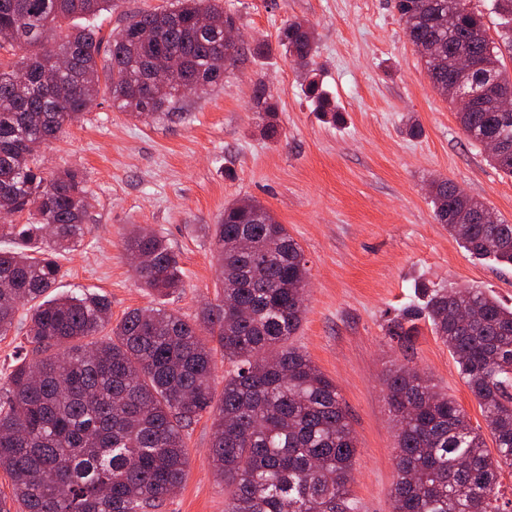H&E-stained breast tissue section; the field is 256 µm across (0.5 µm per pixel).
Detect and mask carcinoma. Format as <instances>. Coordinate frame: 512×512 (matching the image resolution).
Wrapping results in <instances>:
<instances>
[{"label":"carcinoma","instance_id":"cac0c4a2","mask_svg":"<svg viewBox=\"0 0 512 512\" xmlns=\"http://www.w3.org/2000/svg\"><path fill=\"white\" fill-rule=\"evenodd\" d=\"M116 0H0V49L21 52L0 64V198L23 224H0V238L27 249H0V335L18 307L29 309L32 357L10 366L0 385V470L12 479L22 512H148L185 479V430L208 414L209 459L228 495L225 512H358L352 495L357 445L336 384L293 344L304 314L308 268L300 245L256 200L224 206L213 230L223 297L196 320L162 308L135 309L112 323L109 301L95 293L45 297L61 279L59 255L82 240L92 208L83 173L44 175L32 145L57 139L102 92L113 108L145 123L163 120L181 88L206 92L243 56L224 46L236 21L219 0H178L129 21L112 42L66 20L96 15ZM408 39L432 84L473 95L456 118L472 144L486 132L501 141L488 161L512 177V111L496 112L487 80L512 91L501 47L469 0H395ZM499 38L512 44V0H493ZM281 42L311 60L314 29L288 22ZM460 50L478 61L458 70ZM69 57L53 87L42 77L56 54ZM169 56L181 84L147 81L152 59ZM306 92L322 112L330 100L311 78ZM265 133H278L276 108L256 94ZM435 219L472 256L512 266V223L485 203L460 196L446 180L428 187ZM248 236L250 248L241 246ZM134 273L152 293L183 287L166 240L139 227L124 239ZM450 348L495 441L426 373L401 365L386 379L398 456L392 512H499L503 468H512V308L480 288H419L387 323V335L412 345L419 322ZM229 368L213 405L215 355Z\"/></svg>","mask_w":512,"mask_h":512}]
</instances>
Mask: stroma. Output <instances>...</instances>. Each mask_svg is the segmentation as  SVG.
<instances>
[{"mask_svg": "<svg viewBox=\"0 0 512 512\" xmlns=\"http://www.w3.org/2000/svg\"><path fill=\"white\" fill-rule=\"evenodd\" d=\"M171 0H118L92 21L98 36ZM246 33L244 60L208 94L182 101L183 118L145 124L99 96L59 140L42 147L45 174L83 171L94 198L85 236L61 260L62 293L106 296L113 320L157 306L194 318L222 289L212 228L225 205L255 199L285 224L309 268L306 309L293 342L338 387L357 440L352 490L359 512H391L396 430L385 378L395 365L427 373L473 426L482 410L453 355L427 324L411 351L386 334L389 318L421 287H479L512 306V266L472 257L438 224L427 198L448 180L512 222V178L462 133L432 86L393 0H222ZM316 34L310 64L341 114L318 112L304 69L280 42L291 20ZM276 106L269 138L257 87ZM422 133L405 134L407 117ZM162 236L183 273L159 297L134 276L123 239L132 225ZM209 418L189 429L187 477L159 512H224L223 483L208 461Z\"/></svg>", "mask_w": 512, "mask_h": 512, "instance_id": "obj_1", "label": "stroma"}]
</instances>
